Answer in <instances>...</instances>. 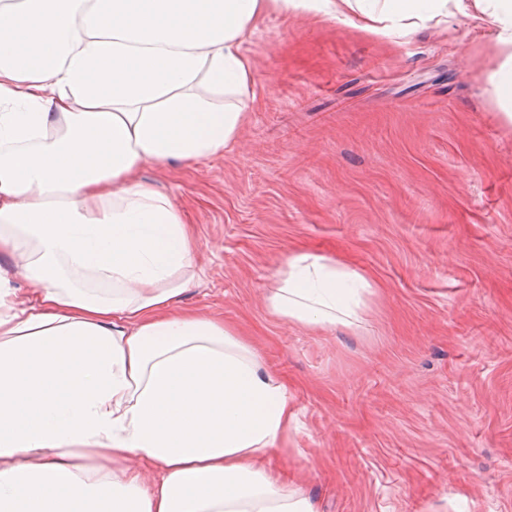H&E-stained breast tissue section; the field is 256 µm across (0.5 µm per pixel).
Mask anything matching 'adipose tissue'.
Here are the masks:
<instances>
[{"label": "adipose tissue", "mask_w": 512, "mask_h": 512, "mask_svg": "<svg viewBox=\"0 0 512 512\" xmlns=\"http://www.w3.org/2000/svg\"><path fill=\"white\" fill-rule=\"evenodd\" d=\"M271 11L389 40L487 27L512 124V0H0V512H317L266 464L289 457L287 385L222 319L182 307L199 247L141 177L236 140L244 43ZM378 290L292 252L265 307L352 331ZM87 449L96 469L74 463Z\"/></svg>", "instance_id": "1"}]
</instances>
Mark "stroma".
Returning a JSON list of instances; mask_svg holds the SVG:
<instances>
[{"label": "stroma", "instance_id": "35a3bbf8", "mask_svg": "<svg viewBox=\"0 0 512 512\" xmlns=\"http://www.w3.org/2000/svg\"><path fill=\"white\" fill-rule=\"evenodd\" d=\"M244 49L255 100L238 139L142 172L200 243L184 305L287 382L288 473L319 512H512V126L487 30L392 43L274 12ZM296 248L379 283L361 329L268 315Z\"/></svg>", "mask_w": 512, "mask_h": 512}]
</instances>
